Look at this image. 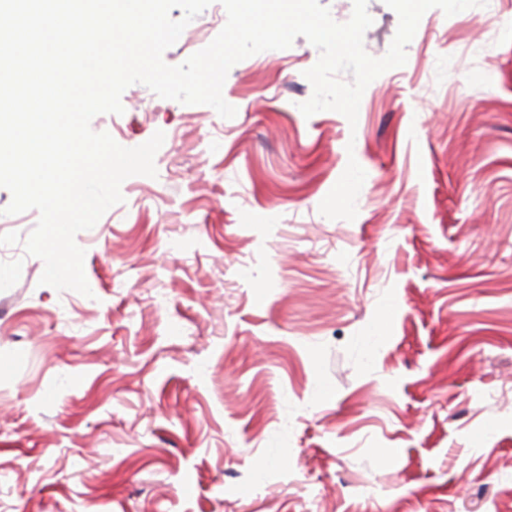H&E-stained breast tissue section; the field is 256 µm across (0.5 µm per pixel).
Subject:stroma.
<instances>
[{
	"label": "stroma",
	"mask_w": 512,
	"mask_h": 512,
	"mask_svg": "<svg viewBox=\"0 0 512 512\" xmlns=\"http://www.w3.org/2000/svg\"><path fill=\"white\" fill-rule=\"evenodd\" d=\"M406 55L353 126L299 110L301 36L230 69V119L128 87L92 129L165 141L75 237L89 298L40 285L0 188V512H512V0L428 10Z\"/></svg>",
	"instance_id": "35a3bbf8"
}]
</instances>
